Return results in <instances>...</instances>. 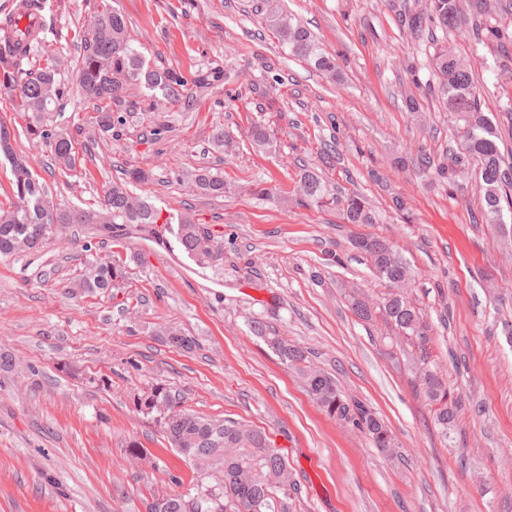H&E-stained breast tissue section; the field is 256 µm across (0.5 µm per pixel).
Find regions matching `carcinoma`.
I'll return each instance as SVG.
<instances>
[{
  "instance_id": "1",
  "label": "carcinoma",
  "mask_w": 512,
  "mask_h": 512,
  "mask_svg": "<svg viewBox=\"0 0 512 512\" xmlns=\"http://www.w3.org/2000/svg\"><path fill=\"white\" fill-rule=\"evenodd\" d=\"M437 22L443 29L464 31L457 0H429V12L407 18L408 27L419 31L422 22ZM266 24L291 55L334 79L339 64L325 52L306 27L292 21L288 14L272 11ZM433 61L437 68L440 92L446 112L460 117L457 128L462 152L455 158L457 172L474 169L479 188L482 217L501 222L502 203L512 206L507 190L512 187V166L504 169L498 144L499 134L493 120L478 107L479 96L471 68L448 54V48L436 46ZM76 85L95 111L94 135L114 137L115 124L123 125L122 113L131 111L123 93L136 83L151 92L163 105L188 104L183 76L176 71L154 66L131 44L124 16L110 3L97 0L88 24L80 31ZM0 89L16 96L15 110L25 120L29 139L49 150L53 167L61 171L77 168V153L69 133L58 121L59 102L70 93L69 82L62 77L57 61L49 54L45 38L29 41L18 54L11 39L0 42ZM0 156L12 166L14 181L9 203H0V256L35 253L52 242L62 224H95L103 240L120 242L114 229L120 224H137L156 234L162 230L173 236L187 256L201 265H224V240L209 225L199 224L188 214L168 208L170 223L154 228L161 209L129 189L146 183L151 173L141 167L125 170V178L112 181L103 189L97 207L69 208L54 203L48 188L40 182L32 161L15 153L8 126L0 122ZM412 164L424 176L443 174V166L428 154L418 152ZM196 188L205 195L222 197L230 185L224 177L208 170L195 175ZM301 205L321 206L336 200L333 189L314 171L306 170L297 186ZM343 209L351 224H371L373 217L359 194L344 199ZM353 247L370 262L374 275L385 282L388 292L377 303L357 293L350 296V307L359 319L370 322L382 316L398 337L411 340L426 350L433 325L425 319L408 295L411 272L399 251L386 240L361 236ZM83 250L91 253L84 264L79 287L90 296L104 295L121 288L127 280L124 259L97 253L88 241ZM255 335L267 343L284 361L300 367L307 391L330 417L364 434L382 452L392 455L395 437L379 413L361 401L348 398L336 378L309 364L307 351L266 335L264 322L251 321ZM417 386L435 405L434 424L448 438L456 425L459 398H449L448 382L437 366L422 355L416 367ZM135 409L150 416L160 427L169 447L188 460L217 466V474H201L194 493H178L147 503V512H290L288 501L298 494V485L288 460L270 445L259 429L234 420L209 419L181 408V402L163 384H155L133 398Z\"/></svg>"
}]
</instances>
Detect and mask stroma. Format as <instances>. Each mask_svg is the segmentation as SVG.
Here are the masks:
<instances>
[{
    "label": "stroma",
    "instance_id": "1",
    "mask_svg": "<svg viewBox=\"0 0 512 512\" xmlns=\"http://www.w3.org/2000/svg\"><path fill=\"white\" fill-rule=\"evenodd\" d=\"M278 2L339 59L341 80L290 55L262 20L266 0H114L133 46L180 72L193 105L154 109L144 88L130 87L132 121L85 171L50 174L46 148L27 138L0 92V121L55 202L88 207L137 165L154 177L136 194L190 209L224 237L217 270L175 240L127 227L136 258L111 297L74 286L95 225L62 228L41 252L0 257V353L16 361L0 372V512H145L153 497L189 492L193 463L132 403L156 383L192 412L265 430L300 487L291 512H512V231L478 222L474 175L428 179L410 162L421 150L442 162L459 148L432 63L440 44L471 65L480 108L494 115L512 163V0H491L484 15L478 0H457L463 20H484L477 36L432 23L411 32L404 13L425 12L428 0ZM44 3L49 50L73 79L92 4ZM410 97L418 112L408 111ZM256 122L270 145L251 140ZM161 125L169 131L158 141ZM217 126L235 148L213 149ZM331 145L336 158L322 164ZM202 168L223 174L232 193H200ZM306 168L338 196L363 194L375 223H348L336 204H298ZM258 180L273 198L252 194ZM396 195L406 211L394 209ZM362 234L389 240L412 269L410 296L435 328L429 356L462 400L451 439L413 384L416 343L349 308L351 289L375 300L387 291L351 245ZM256 317L266 336L310 351L348 397L379 412L397 457L326 415L299 372L253 333ZM167 328L195 348L172 347ZM133 440L144 456L130 455Z\"/></svg>",
    "mask_w": 512,
    "mask_h": 512
}]
</instances>
